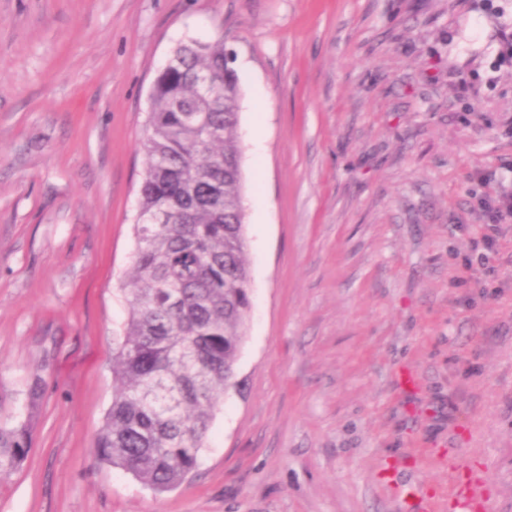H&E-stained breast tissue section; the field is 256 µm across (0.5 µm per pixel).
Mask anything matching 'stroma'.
I'll return each mask as SVG.
<instances>
[{"label": "stroma", "mask_w": 512, "mask_h": 512, "mask_svg": "<svg viewBox=\"0 0 512 512\" xmlns=\"http://www.w3.org/2000/svg\"><path fill=\"white\" fill-rule=\"evenodd\" d=\"M223 37L252 311L200 464L100 462L149 93ZM512 0H0V512H512ZM41 396L28 405L33 379ZM26 425L0 426V477H7L17 471L26 460ZM452 490L448 494V512H485L487 492L477 478L453 476Z\"/></svg>", "instance_id": "stroma-1"}]
</instances>
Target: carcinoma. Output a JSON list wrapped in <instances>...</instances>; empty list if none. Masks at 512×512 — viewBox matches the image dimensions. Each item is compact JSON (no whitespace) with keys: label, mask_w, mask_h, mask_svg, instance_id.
<instances>
[{"label":"carcinoma","mask_w":512,"mask_h":512,"mask_svg":"<svg viewBox=\"0 0 512 512\" xmlns=\"http://www.w3.org/2000/svg\"><path fill=\"white\" fill-rule=\"evenodd\" d=\"M241 80L224 39L174 48L151 93L134 222L135 287L112 354L97 458L164 493L198 468L251 310ZM26 425L0 426V477L26 460Z\"/></svg>","instance_id":"1"}]
</instances>
